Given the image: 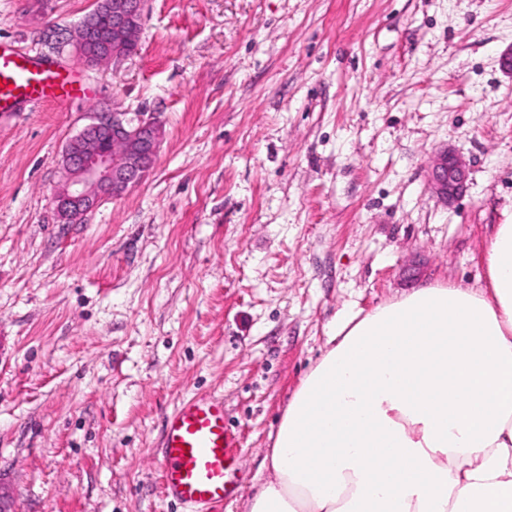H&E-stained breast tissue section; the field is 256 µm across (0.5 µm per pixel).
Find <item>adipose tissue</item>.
Returning a JSON list of instances; mask_svg holds the SVG:
<instances>
[{"mask_svg": "<svg viewBox=\"0 0 512 512\" xmlns=\"http://www.w3.org/2000/svg\"><path fill=\"white\" fill-rule=\"evenodd\" d=\"M484 263L337 326L247 512H512V222Z\"/></svg>", "mask_w": 512, "mask_h": 512, "instance_id": "adipose-tissue-1", "label": "adipose tissue"}]
</instances>
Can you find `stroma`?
I'll use <instances>...</instances> for the list:
<instances>
[{
	"mask_svg": "<svg viewBox=\"0 0 512 512\" xmlns=\"http://www.w3.org/2000/svg\"><path fill=\"white\" fill-rule=\"evenodd\" d=\"M94 5L0 0L1 41L92 88L0 117V482L13 512H182L156 450L212 394L244 481L219 512H244L346 316L482 283L512 218V0H148L137 50L81 67L50 36ZM112 106L162 121L156 163L62 223L65 146ZM445 147L469 167L448 204ZM468 180L466 163L447 148L434 157L428 172V181L433 192L445 202L453 200L465 191Z\"/></svg>",
	"mask_w": 512,
	"mask_h": 512,
	"instance_id": "obj_1",
	"label": "stroma"
}]
</instances>
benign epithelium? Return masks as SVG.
I'll list each match as a JSON object with an SVG mask.
<instances>
[{
  "label": "benign epithelium",
  "mask_w": 512,
  "mask_h": 512,
  "mask_svg": "<svg viewBox=\"0 0 512 512\" xmlns=\"http://www.w3.org/2000/svg\"><path fill=\"white\" fill-rule=\"evenodd\" d=\"M146 5L147 0H112V52L105 55L88 52L94 27L87 21L57 39L73 47L75 61L83 66L117 65L133 53L131 44L139 42ZM104 130L110 133L106 140L99 137ZM163 136V125L151 112L90 113V122L65 148L66 178L53 194L58 218L73 223L105 197H118L138 184L155 164ZM467 180L468 168L461 157L446 148L436 154L428 181L439 198L448 202L459 197Z\"/></svg>",
  "instance_id": "benign-epithelium-1"
}]
</instances>
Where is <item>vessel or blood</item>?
Listing matches in <instances>:
<instances>
[{
	"instance_id": "obj_1",
	"label": "vessel or blood",
	"mask_w": 512,
	"mask_h": 512,
	"mask_svg": "<svg viewBox=\"0 0 512 512\" xmlns=\"http://www.w3.org/2000/svg\"><path fill=\"white\" fill-rule=\"evenodd\" d=\"M85 95L86 86L72 69L0 42V115L43 104L65 110ZM158 456L166 496L187 512H212L242 490L235 475L237 444L224 422L223 398L181 399L166 418Z\"/></svg>"
}]
</instances>
